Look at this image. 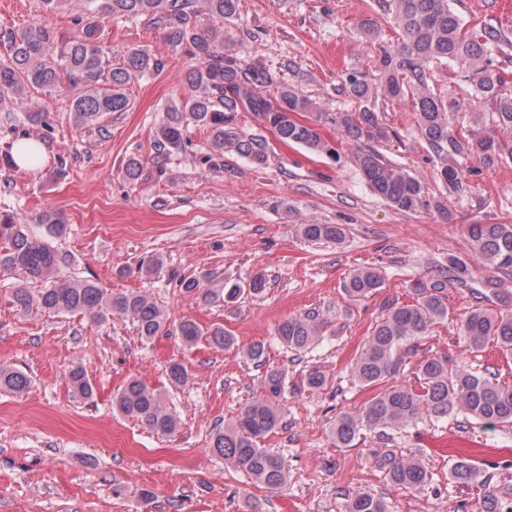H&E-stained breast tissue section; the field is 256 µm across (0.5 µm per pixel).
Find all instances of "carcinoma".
<instances>
[{
    "instance_id": "obj_1",
    "label": "carcinoma",
    "mask_w": 512,
    "mask_h": 512,
    "mask_svg": "<svg viewBox=\"0 0 512 512\" xmlns=\"http://www.w3.org/2000/svg\"><path fill=\"white\" fill-rule=\"evenodd\" d=\"M237 6L238 0H204L205 14L223 21L233 19ZM380 6L392 16L401 41L381 50L378 82H372L358 68L342 74V92L363 103L358 112H319L308 96L279 84L265 66L243 64L232 52L231 38L218 37L204 28L197 0H86L83 36L72 40L58 35L46 23L1 32L0 41L8 43L9 54L8 59H0V102L25 104L29 87L48 94L58 92L64 78L66 87L77 91L72 101L76 128L92 125L111 112L127 111L130 99L126 85L162 71L165 61L138 47L128 50L123 66L110 67L97 41L98 22L108 16L146 17L164 29L173 51H182L194 59L184 94L166 106L165 117L155 130L156 162L185 148V128L191 120L210 130L214 150H233L258 167L265 165L264 149L232 126L233 114L240 111L252 113L284 143L303 145L315 154H332L335 148L321 137L315 125L303 119V114L315 111L317 119L336 125L356 147L360 175L374 194L402 212L441 211L443 204L420 179L377 148L396 131L379 122L376 101L381 96L410 103L418 134L433 155L436 176L453 192L463 191L465 175L455 157L467 149L479 163L492 165L500 155V145L483 125L484 113H474V125L465 132L453 129V113L467 103H478L491 112L493 123L512 126V93L502 91L505 81L492 63V56L503 51L502 30L486 22L466 26L449 0H381ZM439 65H452L464 74L467 98L450 97L445 101L434 94L433 69ZM34 223L44 234H35L29 225L10 215L0 218V269L46 283L35 293L26 287L15 289L11 303L16 311L81 313L98 321L118 315L130 319L146 343L162 333L168 315L147 293H112L91 280L64 273L47 242V238L60 237L66 231L59 212L45 208L35 215ZM300 231L313 242L339 244L345 237L339 224H302ZM468 233L489 272L484 287L494 298L507 302L500 276L512 275V224H471ZM210 278L209 274L183 277L179 287L206 303H229L244 294L260 295L266 289L262 274L247 282L226 280L222 288L205 287ZM469 279L467 265L450 259L448 269L413 284L412 303L389 306L352 364V375L359 383L366 387L382 385L384 389L359 410L336 418L332 435L337 447H352L367 431L400 429L424 418L512 424V387L500 383L496 373L487 368L476 371L450 364L446 356L431 355L415 366L414 384L397 383L405 359L414 352V342L449 320L448 289L467 288ZM383 284L378 269L358 267L348 275L343 288L348 298L362 300L377 293ZM323 328L320 314L310 311L280 323L276 339L287 350L301 352L320 341ZM456 329L469 349L479 352L492 344L504 357H512V313L495 315L476 306L456 323ZM178 332L189 347L202 339L221 350L236 345L235 337L221 324L204 331L194 321L185 320L180 322ZM243 357L257 367L265 365V343H252L243 351ZM167 376L175 385H182L189 378L188 370L177 360L168 363ZM301 382L314 393L324 388L326 376L313 368L302 375ZM69 383L81 396H93V386L82 367L70 370ZM29 386L25 373L0 367V389L22 394ZM261 386L264 397L247 404L234 421L217 431L211 449L253 482L277 489L287 482V472L280 458L261 447L260 442L281 424L275 400L285 392L286 377L281 370L270 368L265 371ZM113 407L155 434L172 435L178 430L177 418L160 394L138 380L128 381L117 391ZM377 463L385 477L405 488L420 487L430 477L420 459L392 449L378 453ZM478 475L469 458L458 459L452 468L453 481L459 484H469ZM344 512L390 509L376 495L363 490L347 497Z\"/></svg>"
}]
</instances>
